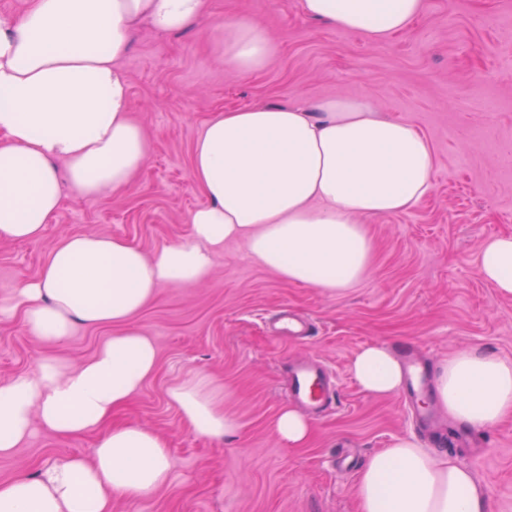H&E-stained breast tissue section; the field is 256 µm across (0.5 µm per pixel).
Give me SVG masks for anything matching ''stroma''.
Masks as SVG:
<instances>
[{"label": "stroma", "instance_id": "35a3bbf8", "mask_svg": "<svg viewBox=\"0 0 512 512\" xmlns=\"http://www.w3.org/2000/svg\"><path fill=\"white\" fill-rule=\"evenodd\" d=\"M423 13L393 38L372 42L305 17L299 0H208V23L176 33L142 26L121 66L134 117L152 146L136 186L81 197L64 188L43 236L0 241V295L35 279L63 236L108 234L153 254L191 234L190 214L207 198L190 174L193 145L216 113L253 105L363 99L382 116L412 123L429 142L432 188L415 208L364 218L374 243L366 278L342 293L288 283L229 242L203 284L164 286L134 319L153 337L158 368L116 422L148 427L167 441L169 487L147 502L117 500L112 512H358L356 478L368 457L414 436L400 396L364 392L349 361L364 345L413 344L428 373L453 352L479 348L512 360V297L478 270L484 239L512 235V0H424ZM243 17L276 44L264 69L244 75L215 50L212 23ZM288 306L313 336L280 344L269 324ZM108 325H76L47 346L21 315L0 318V382L34 370L40 355L73 363L111 336ZM311 356L338 376L336 405L312 424L306 445L287 448L272 422L287 405L285 368ZM200 372L233 391L239 432L215 441L184 425L166 396ZM98 433L60 438L40 430L0 457V482L71 455L91 456ZM487 491L491 512H512V416L448 449Z\"/></svg>", "mask_w": 512, "mask_h": 512}]
</instances>
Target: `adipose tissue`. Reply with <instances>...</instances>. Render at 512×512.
Instances as JSON below:
<instances>
[{
  "mask_svg": "<svg viewBox=\"0 0 512 512\" xmlns=\"http://www.w3.org/2000/svg\"><path fill=\"white\" fill-rule=\"evenodd\" d=\"M303 13L384 41L404 32L424 0H300ZM206 0H28L0 16V240L40 239L64 186L95 197L132 189L151 143L131 112L120 61L141 23L162 33L201 24ZM218 51L238 71L264 68L276 47L244 18L219 28ZM433 156L409 122L370 103L336 98L314 106L220 112L193 149L191 177L208 198L188 239L145 254L103 234H71L49 251L36 279L0 298V316L22 315L38 341L57 344L76 325H112L79 363L41 357L35 371L0 383V457L35 429L67 438L100 431L93 459L70 456L37 475L0 483V512H112L116 498L148 500L169 485L165 439L112 424L158 365L150 333L132 321L159 288L198 284L225 243L241 240L249 261L280 279L341 292L364 279L373 244L358 219L416 206L430 191ZM482 278L512 297V235L485 239ZM359 386L395 395L403 368L389 347L368 344L350 360ZM227 386L204 374L177 381L169 402L196 434L238 432ZM434 403L467 428L512 413V361L477 348L449 357L434 379ZM359 512H489L485 487L448 456L412 438L371 455L356 486Z\"/></svg>",
  "mask_w": 512,
  "mask_h": 512,
  "instance_id": "ef3b65f1",
  "label": "adipose tissue"
}]
</instances>
